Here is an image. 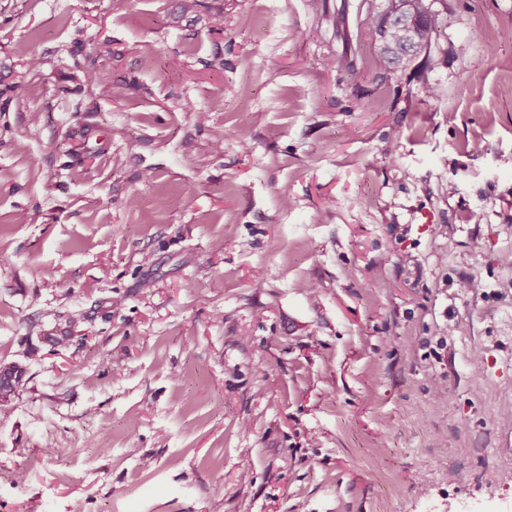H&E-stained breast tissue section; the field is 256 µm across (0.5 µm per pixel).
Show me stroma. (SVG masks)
<instances>
[{
    "label": "stroma",
    "mask_w": 512,
    "mask_h": 512,
    "mask_svg": "<svg viewBox=\"0 0 512 512\" xmlns=\"http://www.w3.org/2000/svg\"><path fill=\"white\" fill-rule=\"evenodd\" d=\"M429 2L0 0V512H512V0ZM381 10L368 7L366 22L379 38V47L373 59L376 69L394 71L403 69L416 57L427 55L428 64H435L430 55L438 27V15L432 11L427 0H383ZM386 17L395 19L387 30H382L381 21Z\"/></svg>",
    "instance_id": "stroma-1"
}]
</instances>
